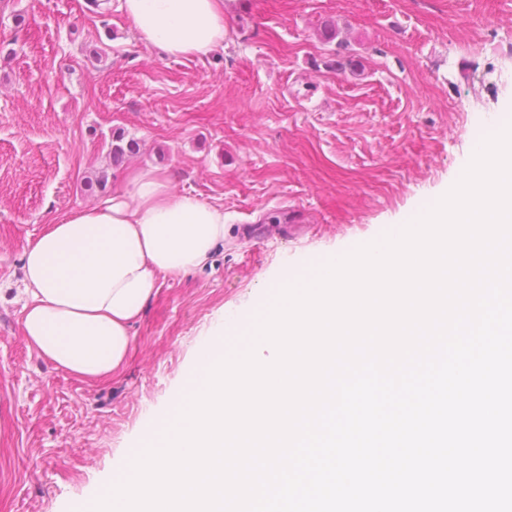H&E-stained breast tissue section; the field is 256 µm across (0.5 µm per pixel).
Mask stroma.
Instances as JSON below:
<instances>
[{
	"instance_id": "35a3bbf8",
	"label": "stroma",
	"mask_w": 512,
	"mask_h": 512,
	"mask_svg": "<svg viewBox=\"0 0 512 512\" xmlns=\"http://www.w3.org/2000/svg\"><path fill=\"white\" fill-rule=\"evenodd\" d=\"M328 21L356 70L336 66ZM509 119L512 0H224V45L200 57L141 43L120 0H0V512H78L221 319L284 268L409 221ZM117 128L139 144L119 168ZM137 167L223 208L224 242L159 275L125 364L82 381L28 346L22 252Z\"/></svg>"
}]
</instances>
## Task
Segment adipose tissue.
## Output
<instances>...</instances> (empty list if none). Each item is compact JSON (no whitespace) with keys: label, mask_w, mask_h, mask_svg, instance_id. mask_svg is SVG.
Here are the masks:
<instances>
[{"label":"adipose tissue","mask_w":512,"mask_h":512,"mask_svg":"<svg viewBox=\"0 0 512 512\" xmlns=\"http://www.w3.org/2000/svg\"><path fill=\"white\" fill-rule=\"evenodd\" d=\"M120 8L139 41L167 55H207L224 44V0H120ZM223 240V209L175 193L165 174L132 170L111 197L28 240L29 347L76 378L111 377L158 275L205 268Z\"/></svg>","instance_id":"ef3b65f1"}]
</instances>
